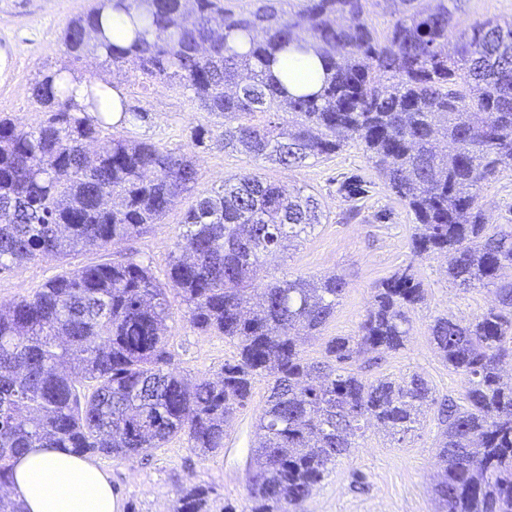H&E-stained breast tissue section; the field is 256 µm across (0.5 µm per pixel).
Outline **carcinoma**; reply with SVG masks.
<instances>
[{"label":"carcinoma","instance_id":"cac0c4a2","mask_svg":"<svg viewBox=\"0 0 512 512\" xmlns=\"http://www.w3.org/2000/svg\"><path fill=\"white\" fill-rule=\"evenodd\" d=\"M230 2L102 0L67 24L63 41L75 60L92 49L191 92L224 117V146L254 160L299 168L360 141L414 216L413 256L444 253L454 285L494 289L495 304L474 320L445 315L430 326L435 349L463 377L465 404L438 400L418 373L367 381L351 369L362 354L405 345L424 300L412 265L376 284L357 335L332 338L323 361L306 362L302 345L333 317L347 281L261 273L268 256L322 223L315 194L250 172L196 191L189 154L102 136L146 113L124 101L115 123L83 111L64 67L32 87L47 115L39 126L0 115V272L106 250L160 223L179 197L195 201L166 282L130 254L66 271L0 307V489L29 448L133 458L180 436L197 454L220 452L226 424L266 374L248 512H296L364 426L402 440L432 405L444 426L439 512H512V376L503 374L512 360V226H488L479 205L483 186L512 170V23H475L451 57L448 0H383L391 23L381 37L365 17L368 0H303L289 17L280 0L245 10ZM108 10L128 17V46L106 36ZM236 35L247 51L229 45ZM307 45L324 80L290 96L271 64ZM171 291L191 327L236 344L238 358L217 377L169 369ZM174 512H210L209 490L182 488Z\"/></svg>","mask_w":512,"mask_h":512}]
</instances>
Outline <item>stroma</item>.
<instances>
[{"label":"stroma","instance_id":"35a3bbf8","mask_svg":"<svg viewBox=\"0 0 512 512\" xmlns=\"http://www.w3.org/2000/svg\"><path fill=\"white\" fill-rule=\"evenodd\" d=\"M98 0H0V113L34 127L45 114L34 104L31 89L42 75L65 65L77 74L113 80L130 107L148 112L147 123L132 128L130 137L152 141L169 149L193 154L199 170L198 191L219 188L225 178L254 172L268 180L307 187L317 194L326 215L323 224L303 240L271 260L268 274L317 278L332 272L345 276L349 286L334 316L317 340L303 347L307 361L320 360L326 343L336 336L356 335L372 301L373 288L403 266H413L425 300L412 314V330L405 348L383 354L379 363L354 364L362 377H399L418 373L437 397L460 398L464 381L440 358L430 342L434 319L451 315L471 320L494 301L484 288L462 290L446 275L442 255L414 257L410 252L413 217L385 185L362 146L349 141L336 155L309 160L286 169L265 160H253L224 145V120L204 112L190 92L164 82H142L133 67L113 73L93 55L70 62L62 44L67 23L97 5ZM496 17L512 21V0H465L454 14L456 32L477 21ZM206 124L212 138L206 145L192 143L197 125ZM359 181L365 191L349 198L344 186ZM194 202L183 196L160 223L130 243L106 250L86 249L61 257H40L0 273V305L26 298L68 269L121 258L135 250L158 280H165L174 245L183 231L184 213ZM480 205L488 224H512V172L484 186ZM168 350L176 371L188 378L218 373L234 361L237 349L223 337L203 334L190 326L179 298H172ZM267 376L255 377L249 404L226 428L223 452L214 456L193 453L184 439L152 449L145 458L99 456L96 464L108 475L121 512H173L182 484L192 480L213 488L211 512L247 505L246 470L255 441L256 418L269 394ZM442 432L436 409L425 410L415 431L405 441L369 427L350 455L338 459L298 512H437L432 487L439 469L437 446Z\"/></svg>","mask_w":512,"mask_h":512}]
</instances>
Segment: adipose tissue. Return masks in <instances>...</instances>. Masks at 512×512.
<instances>
[{
  "label": "adipose tissue",
  "mask_w": 512,
  "mask_h": 512,
  "mask_svg": "<svg viewBox=\"0 0 512 512\" xmlns=\"http://www.w3.org/2000/svg\"><path fill=\"white\" fill-rule=\"evenodd\" d=\"M271 70L293 95L315 91L321 83V64L311 52L279 55ZM11 490L24 512H120L103 471L55 448H32L15 459Z\"/></svg>",
  "instance_id": "obj_1"
}]
</instances>
